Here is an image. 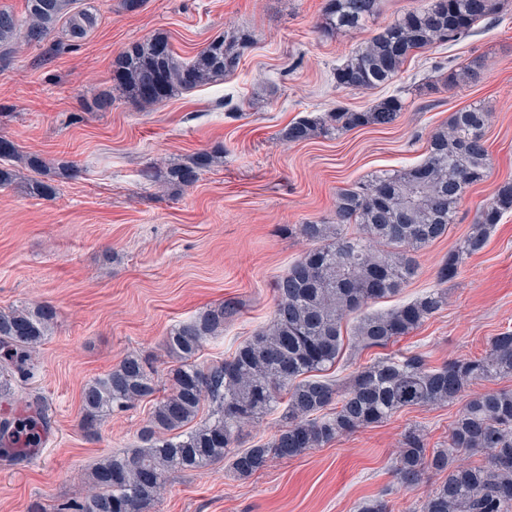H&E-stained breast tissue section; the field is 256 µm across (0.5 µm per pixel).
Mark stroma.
I'll return each instance as SVG.
<instances>
[{
    "label": "stroma",
    "mask_w": 512,
    "mask_h": 512,
    "mask_svg": "<svg viewBox=\"0 0 512 512\" xmlns=\"http://www.w3.org/2000/svg\"><path fill=\"white\" fill-rule=\"evenodd\" d=\"M324 0H146L134 12L120 0H93L98 22L82 39L55 32L20 44L0 68V136L43 159L58 187L36 198L24 188L33 173L15 163L17 180L0 188V309L46 303L55 325L34 356L30 383H16L12 409L39 394L51 424L26 454L0 448V512H30L86 492L105 456L139 445L151 401L105 419L97 439L79 427L85 384L104 377L127 355L147 358L159 382L174 360L165 340L177 324L220 303L235 302L223 336L207 340L197 362L228 358L266 325L277 278L307 249L295 225L331 217L340 189L373 171L421 162L427 138L472 103L491 111L486 181L468 189L447 236L418 255V274L397 296L370 306L384 312L436 285L445 255L473 227L478 207L512 180V0L494 20L464 39L410 58L391 84L372 90L337 88L334 71L360 42L403 10L424 0H385L380 17L358 31L324 35ZM249 31L254 46L234 75L140 108L116 98L106 112L85 103L112 87V60L133 41L156 34L192 59L213 38ZM468 83L419 92L468 63ZM401 94L406 109L392 125L357 128L301 144L281 140L290 122L342 105L363 110ZM222 163L190 187L146 181L161 168L214 147ZM67 162L76 174L61 175ZM444 308L388 348L355 346L358 315L343 322V348L330 376L348 383L359 367L388 354L422 353L429 365L484 354L489 337L512 329V212L490 232L446 286ZM461 402L405 409L387 421L311 448L292 460H272L240 479L226 463L172 475L150 512H355L382 498L388 512H418L435 477L407 490L393 462L408 427L422 429L428 447L448 441Z\"/></svg>",
    "instance_id": "obj_1"
}]
</instances>
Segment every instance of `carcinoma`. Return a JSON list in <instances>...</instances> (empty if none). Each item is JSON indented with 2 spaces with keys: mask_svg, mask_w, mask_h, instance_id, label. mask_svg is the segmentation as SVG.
Returning <instances> with one entry per match:
<instances>
[{
  "mask_svg": "<svg viewBox=\"0 0 512 512\" xmlns=\"http://www.w3.org/2000/svg\"><path fill=\"white\" fill-rule=\"evenodd\" d=\"M382 7L383 0H325L320 28L327 34L361 30ZM500 7L501 0H426L422 7L404 10L336 66V87L386 86L408 59L467 37L477 22L491 18ZM92 9L86 0H26L23 18L0 9V63L10 62L20 39L40 43L60 28L74 39L84 37L96 22ZM253 44V36L245 32L217 36L184 63L166 37L153 36L131 43L114 57L113 80L132 104H158L233 74ZM475 75L474 65L467 64L442 83L448 87ZM111 105L112 91L104 90L87 108L100 112ZM405 109L399 94L364 110L338 105L288 124L280 137L296 144L388 126ZM490 116L481 103L452 113L429 136L423 162L367 175L338 192L330 220L298 225V234L313 247L276 280L271 321L229 358L206 369L196 363L203 344L223 335L224 320L238 311L235 304L222 303L170 331L166 346L176 365L167 389H159L153 371L136 354L124 357L106 377L86 384L80 427L89 439L97 437L106 417L149 398L153 404L140 433L142 445L105 457L92 473L95 491L58 505L56 512H147L175 473L225 460L233 474L246 479L273 459L296 458L404 409L457 400L477 381L511 378L510 329L490 337L479 358L431 367L420 353L378 357L360 367L345 388L326 375L340 356L344 318L398 294L417 273L416 254L448 233L467 190L487 177ZM222 154L224 148L218 146L166 169L153 167L143 176L188 187ZM3 159L46 171L39 157L20 153L14 141L0 136ZM27 190L40 198L57 193L51 181L42 179L28 182ZM511 211L509 180L497 185L479 207L472 233L443 259L437 287L385 312L363 316L354 327L355 339L366 348H385L437 314L447 304L442 285L458 275L465 259L484 247L491 228ZM55 318L50 304L0 310L1 402L13 396L14 382L35 378L32 353L47 338ZM32 405V414L1 420L0 436H22L28 447H38L48 419L39 402ZM279 407L281 426L272 439L239 447L244 428ZM467 451L484 455V462L454 465L455 457ZM393 471L407 489L429 475L437 477L420 512H512V390H488L468 398L449 428L446 448H428L420 428L406 429Z\"/></svg>",
  "mask_w": 512,
  "mask_h": 512,
  "instance_id": "cac0c4a2",
  "label": "carcinoma"
}]
</instances>
